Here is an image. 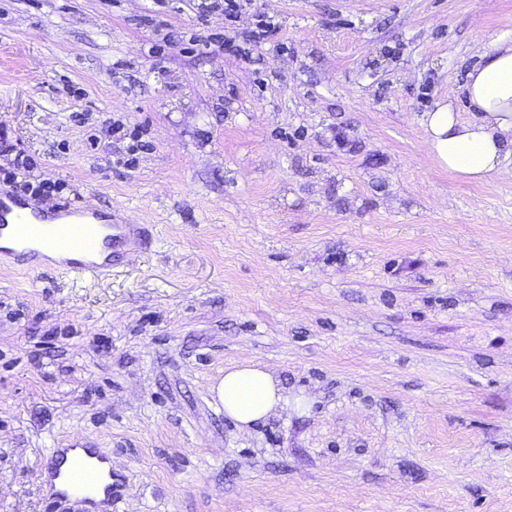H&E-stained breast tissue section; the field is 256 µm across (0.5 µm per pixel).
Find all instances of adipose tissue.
Segmentation results:
<instances>
[{
  "label": "adipose tissue",
  "instance_id": "adipose-tissue-1",
  "mask_svg": "<svg viewBox=\"0 0 512 512\" xmlns=\"http://www.w3.org/2000/svg\"><path fill=\"white\" fill-rule=\"evenodd\" d=\"M464 91L472 118L462 119L452 103L439 102L422 120L424 140L441 167L480 182L512 158V36L490 43L481 63L467 72ZM210 393L243 430L288 402L274 373L251 361L225 371Z\"/></svg>",
  "mask_w": 512,
  "mask_h": 512
}]
</instances>
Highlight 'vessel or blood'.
<instances>
[{
	"label": "vessel or blood",
	"instance_id": "1",
	"mask_svg": "<svg viewBox=\"0 0 512 512\" xmlns=\"http://www.w3.org/2000/svg\"><path fill=\"white\" fill-rule=\"evenodd\" d=\"M23 201L12 191L0 190V231L9 230L16 249L0 246V256L17 265H34L38 249L62 251L68 258L60 267L77 275L107 273L123 263L126 255L146 243L144 229L120 220L101 223L99 211L64 204L53 210V223L36 222L35 212H24ZM55 463L66 464L68 490L84 512H112L111 500L92 499L100 480L98 469L83 457H69L67 449L52 451Z\"/></svg>",
	"mask_w": 512,
	"mask_h": 512
}]
</instances>
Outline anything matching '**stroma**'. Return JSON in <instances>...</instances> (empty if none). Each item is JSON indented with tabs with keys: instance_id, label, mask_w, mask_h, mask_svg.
<instances>
[{
	"instance_id": "stroma-1",
	"label": "stroma",
	"mask_w": 512,
	"mask_h": 512,
	"mask_svg": "<svg viewBox=\"0 0 512 512\" xmlns=\"http://www.w3.org/2000/svg\"><path fill=\"white\" fill-rule=\"evenodd\" d=\"M508 15L0 0V121L34 178L151 235L101 279L0 262V512H79L42 474L88 440L112 512H512V164L466 181L421 128ZM245 361L288 392L247 432L209 391Z\"/></svg>"
}]
</instances>
